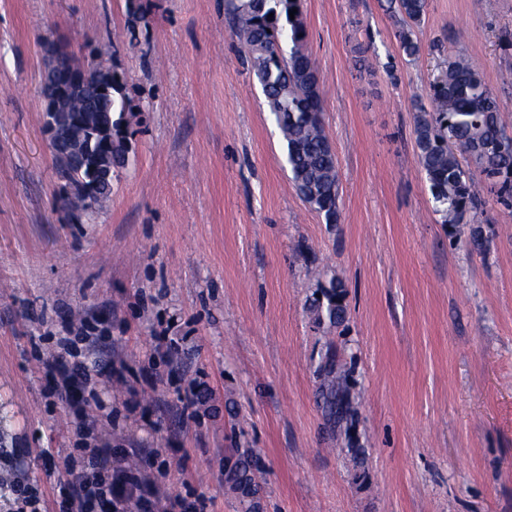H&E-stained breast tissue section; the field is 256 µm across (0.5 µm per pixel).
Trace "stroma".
Returning <instances> with one entry per match:
<instances>
[{
  "label": "stroma",
  "mask_w": 512,
  "mask_h": 512,
  "mask_svg": "<svg viewBox=\"0 0 512 512\" xmlns=\"http://www.w3.org/2000/svg\"><path fill=\"white\" fill-rule=\"evenodd\" d=\"M0 0V512L25 474L56 512L74 408L45 363L85 309L122 379L109 438L206 512H512V208L482 248L451 236L420 168L412 100L449 55L482 71L512 135V0H428L407 61L384 0H302L337 159L339 223L297 192L224 0ZM114 58L133 163L92 223L58 200L44 48ZM345 286L343 324L309 306ZM161 336L174 347L158 345ZM349 374L343 420L321 367ZM204 384L206 405L179 394ZM261 458L243 503L225 457Z\"/></svg>",
  "instance_id": "obj_1"
}]
</instances>
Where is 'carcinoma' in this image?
Masks as SVG:
<instances>
[{
  "label": "carcinoma",
  "mask_w": 512,
  "mask_h": 512,
  "mask_svg": "<svg viewBox=\"0 0 512 512\" xmlns=\"http://www.w3.org/2000/svg\"><path fill=\"white\" fill-rule=\"evenodd\" d=\"M427 6L428 0H388L389 12L401 24L400 50L410 60L421 51L413 27ZM293 9L297 13L291 17ZM227 15L286 145L285 160L295 188L326 223H338L336 158L325 131L318 74L305 52L301 0H227ZM59 59L66 68L84 71L85 83L58 111L44 113V124L66 130L64 144L53 151L63 181L60 201L92 222L110 200L113 181L132 161L129 128L134 113L118 65L94 58L81 63L67 51ZM428 98V107L422 97L414 99L415 145L442 223L474 224L482 207L478 185L460 160L464 154L497 201L512 207V137L506 134L497 98L482 73L465 56L450 57L429 84ZM326 299L310 305L315 320L342 324L343 285L332 284ZM323 371L332 405L339 410L347 390L345 374L330 361ZM225 463L233 473L229 483L240 496L258 491V459L251 451L237 449Z\"/></svg>",
  "instance_id": "1"
}]
</instances>
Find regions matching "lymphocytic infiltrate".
<instances>
[{
  "mask_svg": "<svg viewBox=\"0 0 512 512\" xmlns=\"http://www.w3.org/2000/svg\"><path fill=\"white\" fill-rule=\"evenodd\" d=\"M95 327L81 321L76 338L60 339L59 354L48 362L55 389L71 405L98 402L99 360L77 361V341L90 340ZM80 434H90L94 444L78 448L67 461L68 481L60 490L59 512H197L196 503L163 497L157 483L145 473L126 466L125 454L112 448L97 420L81 419Z\"/></svg>",
  "mask_w": 512,
  "mask_h": 512,
  "instance_id": "lymphocytic-infiltrate-1",
  "label": "lymphocytic infiltrate"
}]
</instances>
